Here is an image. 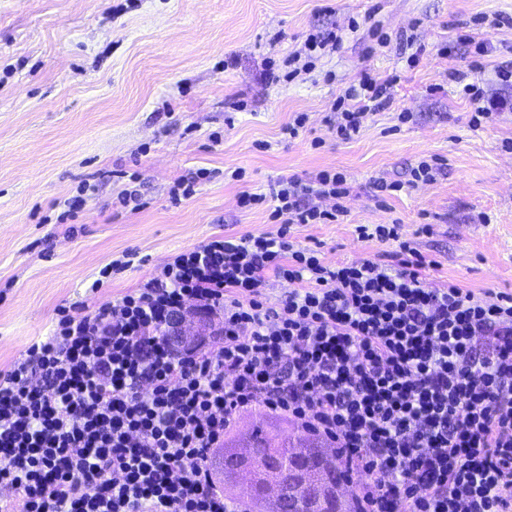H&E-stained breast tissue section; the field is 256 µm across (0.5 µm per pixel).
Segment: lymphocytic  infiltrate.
I'll return each instance as SVG.
<instances>
[{
	"mask_svg": "<svg viewBox=\"0 0 512 512\" xmlns=\"http://www.w3.org/2000/svg\"><path fill=\"white\" fill-rule=\"evenodd\" d=\"M340 42L313 31L265 78L295 79ZM397 81L362 73L328 130L357 137ZM349 194L329 170L242 192V208L271 203L277 235L212 237L91 313L63 308L0 371V489L21 499L0 512H254L212 459L257 405L361 474L357 512H512V294L427 287L406 242L392 268L328 264L291 240V225L335 222ZM273 281L290 289L272 302ZM189 306L217 317L218 347L166 342Z\"/></svg>",
	"mask_w": 512,
	"mask_h": 512,
	"instance_id": "obj_1",
	"label": "lymphocytic infiltrate"
}]
</instances>
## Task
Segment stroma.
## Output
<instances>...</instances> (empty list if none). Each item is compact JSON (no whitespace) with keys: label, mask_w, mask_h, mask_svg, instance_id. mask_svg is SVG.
<instances>
[{"label":"stroma","mask_w":512,"mask_h":512,"mask_svg":"<svg viewBox=\"0 0 512 512\" xmlns=\"http://www.w3.org/2000/svg\"><path fill=\"white\" fill-rule=\"evenodd\" d=\"M335 27L341 45L309 72L263 81L265 63ZM409 29L423 47L411 68L396 42ZM482 42L492 50L480 57ZM511 66L512 0H0V370L49 334L60 307L116 300L215 236L277 235L268 208L240 209V193L324 169L345 175L347 213L292 225L300 245L332 264L379 260L397 243L358 239L356 228L396 222L428 262V287L512 293V112L472 126L454 80L494 91L496 70ZM365 70L401 79L390 107L338 140L323 118ZM297 112L307 126L286 139ZM432 157L443 161L435 181L409 185ZM239 168L245 180H231ZM200 169L209 179L173 202L176 183ZM378 178L406 187L382 197ZM86 185L82 208L62 219ZM131 187L136 211L118 202ZM129 254L133 264L116 268ZM259 427L293 434L258 407L239 419L230 451H245Z\"/></svg>","instance_id":"1"}]
</instances>
